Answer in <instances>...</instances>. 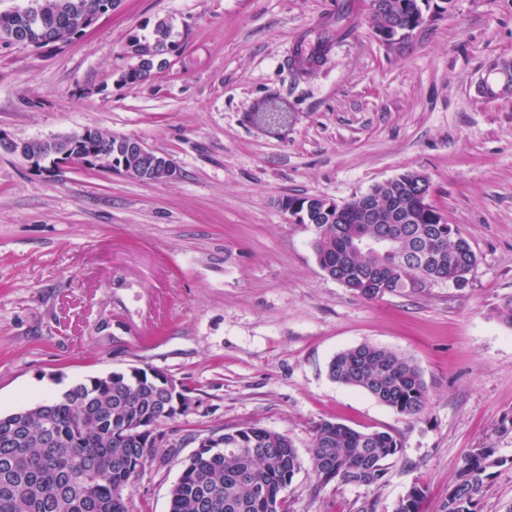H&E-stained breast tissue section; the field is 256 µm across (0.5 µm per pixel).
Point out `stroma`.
<instances>
[{
  "label": "stroma",
  "mask_w": 512,
  "mask_h": 512,
  "mask_svg": "<svg viewBox=\"0 0 512 512\" xmlns=\"http://www.w3.org/2000/svg\"><path fill=\"white\" fill-rule=\"evenodd\" d=\"M409 36H379L370 0H118L79 37L39 49L0 41V130L14 140L99 128L166 154L142 182L79 166L35 171L0 150V413L90 376L157 370L191 387L195 412L164 425L161 464L131 512H168L198 437L257 425L286 435L301 468L288 512H395L413 485L441 512L460 459L494 445L476 512H512V95L481 96L512 59V0H420ZM346 10L349 35L337 37ZM169 22L174 46L127 85L131 37ZM331 39L302 72L299 41ZM408 171L466 238V288L438 283L367 300L318 265L288 199L350 201ZM415 363L427 409L401 415L332 381L345 348ZM401 443L372 486L320 487L317 423Z\"/></svg>",
  "instance_id": "obj_1"
}]
</instances>
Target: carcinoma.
<instances>
[{
	"label": "carcinoma",
	"mask_w": 512,
	"mask_h": 512,
	"mask_svg": "<svg viewBox=\"0 0 512 512\" xmlns=\"http://www.w3.org/2000/svg\"><path fill=\"white\" fill-rule=\"evenodd\" d=\"M114 0H30L24 8L0 13V39L41 48L82 34L88 15L112 7ZM372 13L379 28L408 24L421 13L419 0H380ZM170 28L159 22L153 40L131 39L137 63L121 75L125 84L149 78L169 51ZM327 41L307 52L298 48L294 64L304 70L320 62ZM80 142L129 175L155 178L156 156L139 153L136 140L87 128L50 140L33 139L13 146L29 158H48ZM407 172L372 187L375 220H361L362 200L338 205L318 197L288 200L300 205L301 223L315 234L321 269L358 296L417 294L426 285H468L476 266L469 242L452 233L435 208L418 206L420 184ZM389 236L391 242L368 253L362 239ZM336 383L361 390L401 415H416L428 403L419 368L383 347L362 343L338 352L328 367ZM158 383L144 374L113 372L76 382L60 396L21 412L0 415V512H129L127 490L138 472L153 465L158 448L136 430L143 420L155 431L172 416ZM401 452L387 431L362 432L323 420L310 448L314 474L329 471L340 484L375 485L390 460ZM496 448H476L457 470L442 512H459L461 501L475 502L485 488L488 469L500 463ZM301 463L285 435L256 425L224 432V447L198 448L184 460L169 493V512H285L284 493Z\"/></svg>",
	"instance_id": "carcinoma-1"
}]
</instances>
